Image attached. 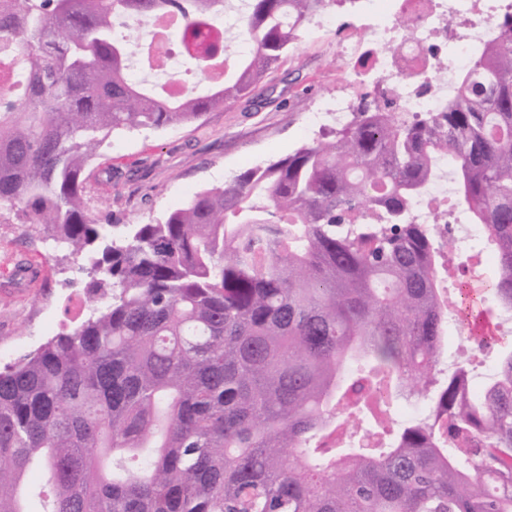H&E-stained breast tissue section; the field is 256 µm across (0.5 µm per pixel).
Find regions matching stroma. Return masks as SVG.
<instances>
[{"label":"stroma","mask_w":512,"mask_h":512,"mask_svg":"<svg viewBox=\"0 0 512 512\" xmlns=\"http://www.w3.org/2000/svg\"><path fill=\"white\" fill-rule=\"evenodd\" d=\"M336 13L333 26L314 18L304 39L251 95L193 124L113 134L86 171L94 213L106 224L153 223L200 191L319 138L321 129L305 126L308 112L346 91L353 71L340 59L336 43L356 16L345 6ZM458 247L471 262L445 282L441 293L451 302L460 282L484 280L497 271L495 263L484 260L482 237H469ZM63 254L20 211L0 207V348L11 359L76 326L92 309L81 262L64 260ZM479 308L493 324L494 346L474 345L451 305L439 377L462 366L472 384H479L499 355L512 351V324L501 320L492 296L484 295Z\"/></svg>","instance_id":"35a3bbf8"}]
</instances>
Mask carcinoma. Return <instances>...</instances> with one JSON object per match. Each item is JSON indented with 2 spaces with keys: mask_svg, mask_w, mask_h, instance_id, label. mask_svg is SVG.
<instances>
[{
  "mask_svg": "<svg viewBox=\"0 0 512 512\" xmlns=\"http://www.w3.org/2000/svg\"><path fill=\"white\" fill-rule=\"evenodd\" d=\"M336 0H246V57L195 38L226 0H0V205L84 260L102 307L0 370V512H512V351L484 396L436 366L455 239L413 197L446 155L495 243L512 309V14L441 112L366 92L345 127L199 192L155 223L91 214L85 169L115 132L189 124L252 93ZM175 13L224 81L133 82L128 30ZM364 379L370 400L338 408ZM432 414L389 426L393 399ZM370 434L386 448L330 441Z\"/></svg>",
  "mask_w": 512,
  "mask_h": 512,
  "instance_id": "obj_1",
  "label": "carcinoma"
}]
</instances>
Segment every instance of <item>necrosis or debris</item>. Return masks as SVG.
<instances>
[{"mask_svg": "<svg viewBox=\"0 0 512 512\" xmlns=\"http://www.w3.org/2000/svg\"><path fill=\"white\" fill-rule=\"evenodd\" d=\"M512 11V0H356L360 18L357 43L342 44V59L356 57L357 46H370V68L355 72L356 81L388 86L412 112H437L457 91L460 72L470 69L478 51L492 39L498 14ZM448 60L438 72L437 57ZM430 90H422L421 81ZM439 174L414 202L419 223L440 218L445 224L465 225L469 234H482L449 190L447 159L438 162Z\"/></svg>", "mask_w": 512, "mask_h": 512, "instance_id": "obj_1", "label": "necrosis or debris"}]
</instances>
